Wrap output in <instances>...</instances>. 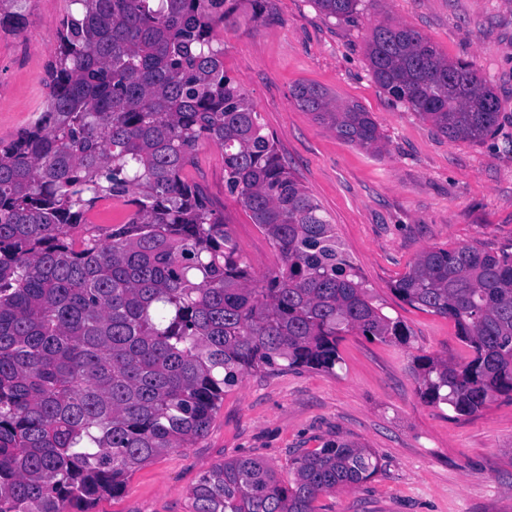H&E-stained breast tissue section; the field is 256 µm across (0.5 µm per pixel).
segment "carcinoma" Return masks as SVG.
Here are the masks:
<instances>
[{
	"mask_svg": "<svg viewBox=\"0 0 512 512\" xmlns=\"http://www.w3.org/2000/svg\"><path fill=\"white\" fill-rule=\"evenodd\" d=\"M245 1L259 19L267 0H69L49 97L0 140V512H91L205 437L245 374L331 371L355 333L409 342L224 71L215 30ZM18 2L0 0V27L26 24ZM314 3L348 21L360 0ZM367 55L374 81L448 140L498 129L486 81L418 32L378 24ZM293 96L340 139L383 152L359 105L305 84ZM205 142L224 150L225 186L279 255L259 282L186 176ZM102 200L129 207L126 221H91ZM391 291L452 320L468 349L462 362L416 359L426 403L473 415L512 395V252L426 249ZM378 468L370 449L338 441L293 458L286 482L231 458L200 476L192 512H315Z\"/></svg>",
	"mask_w": 512,
	"mask_h": 512,
	"instance_id": "obj_1",
	"label": "carcinoma"
}]
</instances>
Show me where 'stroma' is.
Here are the masks:
<instances>
[{
	"label": "stroma",
	"mask_w": 512,
	"mask_h": 512,
	"mask_svg": "<svg viewBox=\"0 0 512 512\" xmlns=\"http://www.w3.org/2000/svg\"><path fill=\"white\" fill-rule=\"evenodd\" d=\"M66 0H25L23 28H0V139L27 127L47 92ZM409 27L438 51L473 63L496 93L500 125L480 142L449 141L373 80L372 28ZM224 69L254 102L295 178L322 206L384 311L408 344L361 335L339 344L330 372L264 370L224 395L205 438L137 471L92 512H190V492L213 464L255 458L287 477L295 449L345 441L381 460L361 486L319 499L317 512H512V399L472 416L425 403L412 362L462 361L453 322L405 304L394 280L429 248L512 249V0H362L349 21L325 18L313 0H268L264 17L218 28ZM361 105L384 137L375 155L336 137L302 109L296 85ZM187 174L224 214L256 279L279 265L267 237L224 184V154L203 144Z\"/></svg>",
	"instance_id": "35a3bbf8"
}]
</instances>
